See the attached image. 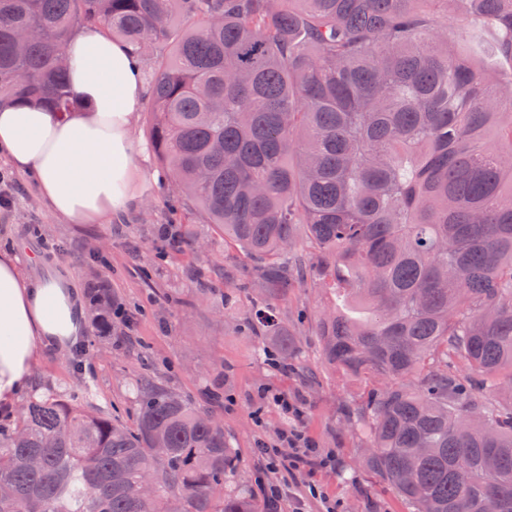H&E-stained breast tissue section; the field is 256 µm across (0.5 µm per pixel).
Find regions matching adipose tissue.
<instances>
[{
  "mask_svg": "<svg viewBox=\"0 0 512 512\" xmlns=\"http://www.w3.org/2000/svg\"><path fill=\"white\" fill-rule=\"evenodd\" d=\"M65 51L82 108L61 117L38 106L0 107V152L33 172L55 214L97 224L130 199L131 127L144 89L130 48L100 27L72 35ZM84 331L81 293L68 275L30 280L0 254V409H11L26 389L41 348L66 347Z\"/></svg>",
  "mask_w": 512,
  "mask_h": 512,
  "instance_id": "obj_1",
  "label": "adipose tissue"
}]
</instances>
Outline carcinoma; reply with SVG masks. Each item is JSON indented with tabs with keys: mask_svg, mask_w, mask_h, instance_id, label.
I'll list each match as a JSON object with an SVG mask.
<instances>
[{
	"mask_svg": "<svg viewBox=\"0 0 512 512\" xmlns=\"http://www.w3.org/2000/svg\"><path fill=\"white\" fill-rule=\"evenodd\" d=\"M456 5L502 68L448 51ZM148 61L149 137L189 213L257 264L249 323L303 269L343 297L324 360L365 382L362 464L413 512H512V0H0V106L78 105L71 34ZM91 313L112 328V303ZM136 424L57 393L0 423V512H261L223 422L146 376Z\"/></svg>",
	"mask_w": 512,
	"mask_h": 512,
	"instance_id": "cac0c4a2",
	"label": "carcinoma"
}]
</instances>
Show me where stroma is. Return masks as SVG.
Wrapping results in <instances>:
<instances>
[{"instance_id":"1","label":"stroma","mask_w":512,"mask_h":512,"mask_svg":"<svg viewBox=\"0 0 512 512\" xmlns=\"http://www.w3.org/2000/svg\"><path fill=\"white\" fill-rule=\"evenodd\" d=\"M150 110V104H143L132 129L133 203L104 224L65 222L41 196L34 175L0 156V174L14 186L12 206L0 208V253L14 255L32 279L70 274L83 289L105 275L127 314L113 319L108 337L87 322L80 339L83 356H76L71 346L39 354L28 394L52 387L79 403L89 387L97 408L130 424L136 415L133 387L140 377L151 375L223 419L239 459L225 488L245 492L259 503L263 497L254 478L262 461L256 448L273 443L284 425L273 407L259 405L258 389L269 387L303 400L307 435L336 457L335 469L299 476V483L316 484L339 512H410L394 489L363 468L360 437L346 425L345 413L363 382L342 375L321 356L316 321L335 303L333 292L300 284L279 302L280 323L297 338V356L282 372L256 354L257 341L245 329L251 306L262 295L251 259L234 261L233 302L226 306L216 297L201 300L190 278L197 269L206 278L223 281L221 253L196 254L184 247L158 251L159 225H177L180 234L192 239L206 234L207 227L185 223L182 201L171 197L163 183L160 161L150 147ZM218 381L231 403L207 400V390Z\"/></svg>"}]
</instances>
